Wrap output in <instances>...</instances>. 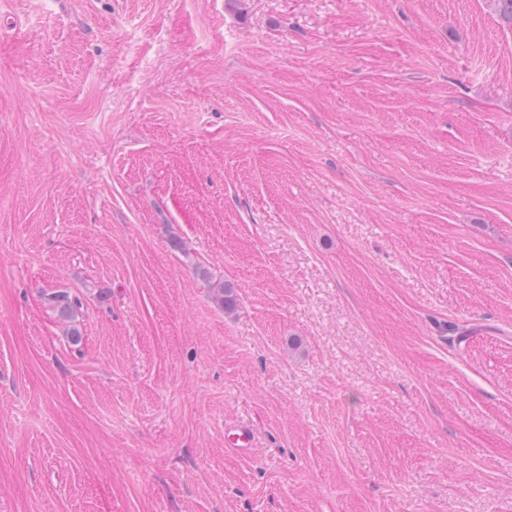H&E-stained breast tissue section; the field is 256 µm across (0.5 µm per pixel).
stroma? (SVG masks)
Returning <instances> with one entry per match:
<instances>
[{
  "mask_svg": "<svg viewBox=\"0 0 512 512\" xmlns=\"http://www.w3.org/2000/svg\"><path fill=\"white\" fill-rule=\"evenodd\" d=\"M0 512H512L494 0H0ZM229 436L228 443L231 448H228L236 453L247 454L254 447L255 434L251 425L249 424H236L228 428Z\"/></svg>",
  "mask_w": 512,
  "mask_h": 512,
  "instance_id": "stroma-1",
  "label": "stroma"
}]
</instances>
